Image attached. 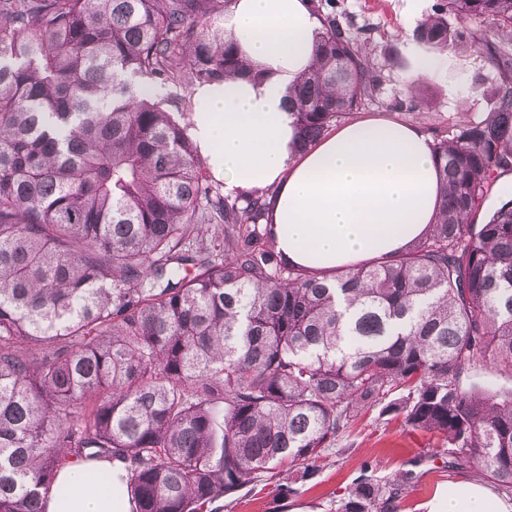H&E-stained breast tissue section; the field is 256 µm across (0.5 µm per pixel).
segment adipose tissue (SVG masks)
<instances>
[{"label":"adipose tissue","instance_id":"ef3b65f1","mask_svg":"<svg viewBox=\"0 0 512 512\" xmlns=\"http://www.w3.org/2000/svg\"><path fill=\"white\" fill-rule=\"evenodd\" d=\"M224 29L258 76L195 87L190 133L226 195L262 193L281 252L310 272H336L392 257L424 236L440 208L431 138L394 119L351 121L300 144L286 96L312 63L320 22L309 0H235ZM89 461L72 458L46 512H129L126 492L105 500L89 484ZM429 512H512L486 487L460 482L435 495Z\"/></svg>","mask_w":512,"mask_h":512}]
</instances>
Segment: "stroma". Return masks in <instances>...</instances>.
I'll list each match as a JSON object with an SVG mask.
<instances>
[{"label": "stroma", "mask_w": 512, "mask_h": 512, "mask_svg": "<svg viewBox=\"0 0 512 512\" xmlns=\"http://www.w3.org/2000/svg\"><path fill=\"white\" fill-rule=\"evenodd\" d=\"M342 2L350 23L362 31V52L382 76L379 95L365 103L360 116H392V100L413 88L429 108L402 113L401 118L418 124L432 139L448 137L484 117L486 104L480 85L498 76L484 43L462 53H438L435 76L408 74L412 51L425 48L415 29L431 14L435 0H423L418 12L410 10L407 0ZM367 463L372 466L373 478L381 481L413 470L414 478L401 495L400 512H427L436 491L462 476L448 466L447 444L437 436L413 430L401 414L377 404L362 409L337 434L331 447L323 451L315 474L299 483L297 495L281 498L278 477L267 476L233 496L218 499L207 512H330Z\"/></svg>", "instance_id": "obj_1"}]
</instances>
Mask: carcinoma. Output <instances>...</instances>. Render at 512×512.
I'll return each mask as SVG.
<instances>
[{"label": "carcinoma", "mask_w": 512, "mask_h": 512, "mask_svg": "<svg viewBox=\"0 0 512 512\" xmlns=\"http://www.w3.org/2000/svg\"><path fill=\"white\" fill-rule=\"evenodd\" d=\"M232 2L0 0V512L66 495L69 456L124 462L130 512H203L284 466L286 498L400 386L389 409L442 437L448 467L512 496V388L463 384L484 363L512 373V201L471 221L512 167L495 41L512 0H436L418 25L435 50L486 44L490 109L434 143L426 236L330 284L277 250L264 196L224 195L183 122L195 86L257 73L224 38ZM310 2L323 33L291 92L305 147L381 87L341 0ZM412 478L363 474L336 512H400Z\"/></svg>", "instance_id": "obj_1"}]
</instances>
